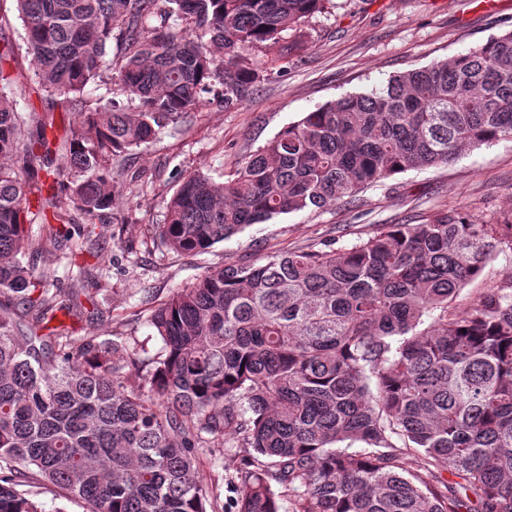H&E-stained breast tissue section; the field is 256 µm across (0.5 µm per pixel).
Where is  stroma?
Masks as SVG:
<instances>
[{
    "instance_id": "stroma-1",
    "label": "stroma",
    "mask_w": 512,
    "mask_h": 512,
    "mask_svg": "<svg viewBox=\"0 0 512 512\" xmlns=\"http://www.w3.org/2000/svg\"><path fill=\"white\" fill-rule=\"evenodd\" d=\"M10 23L0 48L12 52L14 100L52 120L63 134L74 116L38 94L36 64L26 51L14 0H0ZM304 43L287 67L253 52L258 79L250 97L228 109L220 101L192 113L175 133H163L117 162L127 182L110 221L84 245L81 257L104 288L94 313H57L53 324L77 336L133 344L152 335L147 297L195 281L205 270L250 262L272 252L333 245L345 249L383 224H419L439 211L465 210L477 222L512 221V138L463 152L448 165L414 169L383 180L356 200L284 214L254 224L195 256L160 247L157 226L184 177L197 171L223 180L226 171L304 113L341 96L381 86L398 72L445 62L512 30V0H328L301 25ZM144 175L140 191L134 175ZM232 462L199 456L197 479L219 493V512H235Z\"/></svg>"
}]
</instances>
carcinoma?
<instances>
[{"mask_svg":"<svg viewBox=\"0 0 512 512\" xmlns=\"http://www.w3.org/2000/svg\"><path fill=\"white\" fill-rule=\"evenodd\" d=\"M325 2L16 0L40 90L76 119L56 147L53 123L9 99L0 65V290L14 301L0 307V512H43L18 490L29 479L88 512H208L197 459L224 447L241 450L236 512H280L285 498L292 512H512V276L457 303L512 251V223L440 211L344 250L207 270L153 302L152 356L49 327L94 302L92 273L69 269L63 292L23 261L40 252L33 224L81 254L120 191L116 158L211 93L241 104L249 52L288 62ZM503 138L512 31L306 113L223 182L185 177L158 238L201 253ZM70 209L84 225L49 223Z\"/></svg>","mask_w":512,"mask_h":512,"instance_id":"obj_1","label":"carcinoma"}]
</instances>
